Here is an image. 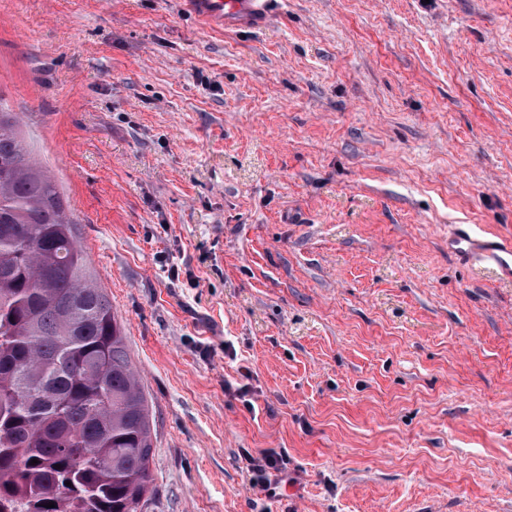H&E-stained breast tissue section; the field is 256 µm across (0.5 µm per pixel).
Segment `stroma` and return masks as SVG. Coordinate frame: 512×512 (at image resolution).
Wrapping results in <instances>:
<instances>
[{
	"mask_svg": "<svg viewBox=\"0 0 512 512\" xmlns=\"http://www.w3.org/2000/svg\"><path fill=\"white\" fill-rule=\"evenodd\" d=\"M271 2L0 0L152 409L141 512H512V281L448 249L512 240V0ZM206 23L224 31L264 26L269 20L267 0H188Z\"/></svg>",
	"mask_w": 512,
	"mask_h": 512,
	"instance_id": "obj_1",
	"label": "stroma"
}]
</instances>
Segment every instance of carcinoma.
Instances as JSON below:
<instances>
[{
	"label": "carcinoma",
	"mask_w": 512,
	"mask_h": 512,
	"mask_svg": "<svg viewBox=\"0 0 512 512\" xmlns=\"http://www.w3.org/2000/svg\"><path fill=\"white\" fill-rule=\"evenodd\" d=\"M19 124L0 103V512H138L148 399Z\"/></svg>",
	"instance_id": "cac0c4a2"
}]
</instances>
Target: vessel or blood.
Listing matches in <instances>:
<instances>
[{
    "mask_svg": "<svg viewBox=\"0 0 512 512\" xmlns=\"http://www.w3.org/2000/svg\"><path fill=\"white\" fill-rule=\"evenodd\" d=\"M206 23L227 31L264 26L269 20L266 0H189ZM452 252L472 263L489 265L512 279V241L499 240L478 224H460L448 239Z\"/></svg>",
    "mask_w": 512,
    "mask_h": 512,
    "instance_id": "b4317fda",
    "label": "vessel or blood"
}]
</instances>
